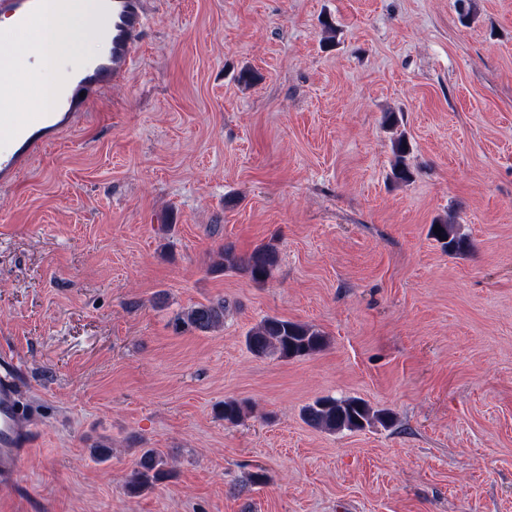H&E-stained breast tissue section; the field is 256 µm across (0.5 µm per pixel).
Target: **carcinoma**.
<instances>
[{"label":"carcinoma","instance_id":"1","mask_svg":"<svg viewBox=\"0 0 512 512\" xmlns=\"http://www.w3.org/2000/svg\"><path fill=\"white\" fill-rule=\"evenodd\" d=\"M394 161L392 179L399 183L413 180L410 164V145L405 135H400L393 144ZM441 234L429 229V234L449 254H464L471 248L466 235L460 233L453 221L436 222ZM278 264V253L274 246L264 245L247 253H239L236 247L227 243L217 252V260L212 269L230 271L247 276L255 283L266 281ZM228 303L224 299L200 303L178 314L172 320L175 331L195 330L207 333L224 327V315ZM248 351L257 358L274 356L289 360L309 356L325 345L324 336L315 328L277 316H266L245 335ZM244 413V404L227 399L220 409L224 421L230 424L239 422ZM302 418L308 425L331 432L359 431L375 423L388 425L392 422L389 413L372 410L364 401L354 398H322L306 405ZM169 461L155 448L143 450L137 469L127 482V491L137 494L150 488L169 473Z\"/></svg>","mask_w":512,"mask_h":512}]
</instances>
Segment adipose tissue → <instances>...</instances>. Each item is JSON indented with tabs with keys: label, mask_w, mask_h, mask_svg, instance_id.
Returning a JSON list of instances; mask_svg holds the SVG:
<instances>
[{
	"label": "adipose tissue",
	"mask_w": 512,
	"mask_h": 512,
	"mask_svg": "<svg viewBox=\"0 0 512 512\" xmlns=\"http://www.w3.org/2000/svg\"><path fill=\"white\" fill-rule=\"evenodd\" d=\"M97 21V7L91 0H68L65 9L47 15L40 27L22 32L17 55L0 57V84L36 88L39 96L33 100L32 109H50L57 89L64 82L65 67L78 63L67 49L70 29L78 24L92 28ZM38 52L43 55L41 67L23 68L22 58Z\"/></svg>",
	"instance_id": "obj_1"
}]
</instances>
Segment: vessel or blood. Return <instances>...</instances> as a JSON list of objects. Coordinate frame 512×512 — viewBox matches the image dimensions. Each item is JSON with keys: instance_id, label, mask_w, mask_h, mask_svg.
<instances>
[{"instance_id": "obj_1", "label": "vessel or blood", "mask_w": 512, "mask_h": 512, "mask_svg": "<svg viewBox=\"0 0 512 512\" xmlns=\"http://www.w3.org/2000/svg\"><path fill=\"white\" fill-rule=\"evenodd\" d=\"M66 0H0V15L19 29L42 24L49 11ZM102 32L106 50L72 70L53 112H1L0 127L11 130L7 145H0V182L11 183L39 149L70 129L106 87L128 76L138 58L149 26L146 0H101ZM18 355L0 353V496L12 491L33 444L35 428L21 402Z\"/></svg>"}]
</instances>
